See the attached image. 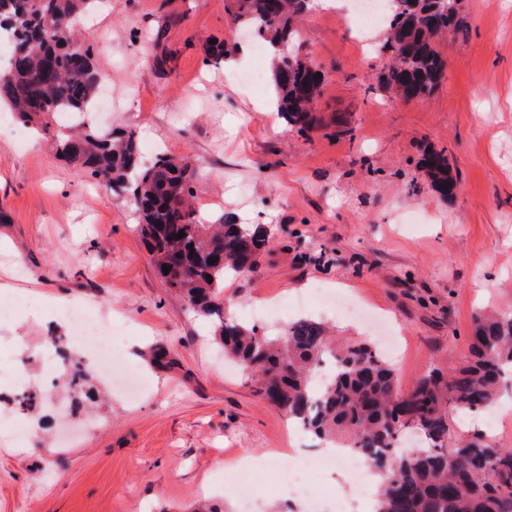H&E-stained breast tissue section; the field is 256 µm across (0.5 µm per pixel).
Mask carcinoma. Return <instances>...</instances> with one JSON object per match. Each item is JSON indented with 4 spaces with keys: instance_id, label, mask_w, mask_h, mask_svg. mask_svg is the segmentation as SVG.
I'll return each mask as SVG.
<instances>
[{
    "instance_id": "carcinoma-1",
    "label": "carcinoma",
    "mask_w": 512,
    "mask_h": 512,
    "mask_svg": "<svg viewBox=\"0 0 512 512\" xmlns=\"http://www.w3.org/2000/svg\"><path fill=\"white\" fill-rule=\"evenodd\" d=\"M98 0H0V23L12 33L11 61L0 70V107L33 122L65 112L85 118L52 133V147L68 165L90 173L126 198L139 216V232L164 286L215 324L224 353L251 371L256 392L320 440L360 453L381 477L375 512H512V448L455 434V410L491 407L512 368V313L475 317L468 354L455 366L436 367L407 393L399 391L390 361L369 340L337 341L324 323L300 317L269 336L225 311L224 281L254 270L269 244L262 224L221 218L199 222L194 168L166 152L143 160L135 132L119 135L89 122L100 83V64L79 28ZM236 26L262 46L293 45L296 21L310 0H232ZM460 0H390L381 51L391 61L379 83L411 100L440 83L444 63L434 45L441 33L463 31ZM215 68L235 48L203 43ZM297 54L271 60L276 110L304 131L314 123L322 79ZM421 171L443 198L456 188L448 157L423 154ZM183 237H178L179 232ZM215 261H209V258ZM176 264L164 273L162 266ZM424 445L394 451L402 433Z\"/></svg>"
}]
</instances>
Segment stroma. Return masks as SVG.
<instances>
[{"mask_svg":"<svg viewBox=\"0 0 512 512\" xmlns=\"http://www.w3.org/2000/svg\"><path fill=\"white\" fill-rule=\"evenodd\" d=\"M228 5L111 0L88 16L112 100L103 123L138 132L144 155L164 147L191 159L200 221L231 212L266 225L256 269L225 283L232 316L255 324L256 306L315 285L350 292L394 322L391 360L409 391L435 363L464 359L477 312L512 311V0H461L468 27L436 40L446 77L417 101L377 84L382 28L360 35L336 11L307 12L294 50L323 82L302 132L266 115L270 87L252 92L205 65L203 39H238ZM427 149L446 153L453 200L423 178ZM4 294L32 305L0 325V414L29 429L21 441L0 433V512H190L201 499L239 512L226 476L245 455L267 507L306 512L275 478L316 440L296 438L250 372L224 358L210 323L164 287L127 202L35 133L22 146L0 138ZM62 299L122 327L144 397L128 400L72 348L96 401L16 409L9 393L45 389V343L69 331L52 312ZM157 348L166 368L151 364Z\"/></svg>","mask_w":512,"mask_h":512,"instance_id":"obj_1","label":"stroma"}]
</instances>
